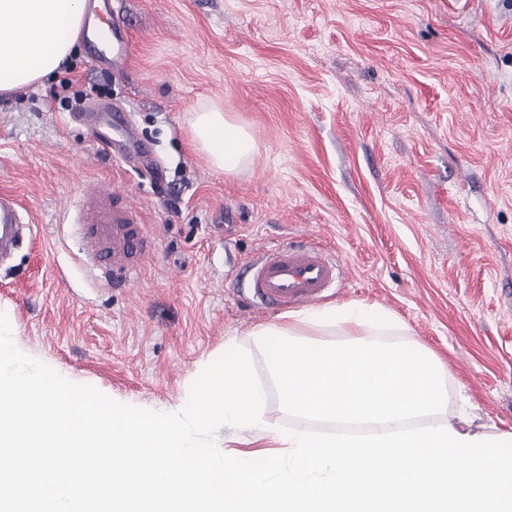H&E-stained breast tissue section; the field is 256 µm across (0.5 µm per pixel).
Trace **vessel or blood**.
Returning a JSON list of instances; mask_svg holds the SVG:
<instances>
[{
	"label": "vessel or blood",
	"instance_id": "obj_1",
	"mask_svg": "<svg viewBox=\"0 0 512 512\" xmlns=\"http://www.w3.org/2000/svg\"><path fill=\"white\" fill-rule=\"evenodd\" d=\"M133 52V43L121 38L115 51L94 49L93 61L100 67L118 69ZM84 117L93 129L95 142L122 143V160L148 158V147L131 132L124 112L89 105ZM74 210L81 223L96 227L95 234L85 241L87 252H95L101 242L111 241L113 257L126 261V275L134 277L147 247L141 236V212L125 201L120 192L107 188L82 194ZM36 235L37 227L28 207L16 193L0 191V259H8ZM250 270L254 293L262 303L278 308L318 300L336 286L342 275L341 264L312 242L270 249Z\"/></svg>",
	"mask_w": 512,
	"mask_h": 512
}]
</instances>
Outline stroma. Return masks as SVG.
<instances>
[{
    "instance_id": "stroma-1",
    "label": "stroma",
    "mask_w": 512,
    "mask_h": 512,
    "mask_svg": "<svg viewBox=\"0 0 512 512\" xmlns=\"http://www.w3.org/2000/svg\"><path fill=\"white\" fill-rule=\"evenodd\" d=\"M135 51L97 88L78 41L58 76L0 97V189L38 225L0 267L16 346L61 376L158 412L226 347L248 351L287 422L254 331L292 309L251 302L240 273L313 239L349 274L320 306L392 313V340L434 352L448 412L512 430V0H112ZM121 104L158 177L100 155L67 99ZM223 108L256 150L213 169L187 121ZM139 204L151 258L101 279L65 212L91 184Z\"/></svg>"
}]
</instances>
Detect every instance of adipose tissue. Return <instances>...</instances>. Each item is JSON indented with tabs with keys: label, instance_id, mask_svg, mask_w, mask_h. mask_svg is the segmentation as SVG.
Here are the masks:
<instances>
[{
	"label": "adipose tissue",
	"instance_id": "1",
	"mask_svg": "<svg viewBox=\"0 0 512 512\" xmlns=\"http://www.w3.org/2000/svg\"><path fill=\"white\" fill-rule=\"evenodd\" d=\"M85 8V0H0V95L42 83L70 60ZM189 127L215 170L234 172L254 152L249 130L220 108L194 112Z\"/></svg>",
	"mask_w": 512,
	"mask_h": 512
}]
</instances>
